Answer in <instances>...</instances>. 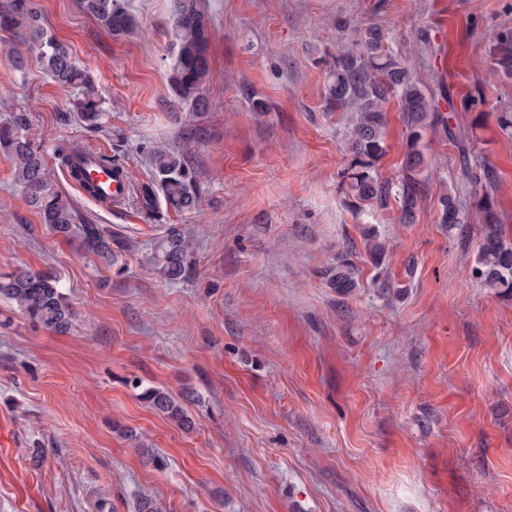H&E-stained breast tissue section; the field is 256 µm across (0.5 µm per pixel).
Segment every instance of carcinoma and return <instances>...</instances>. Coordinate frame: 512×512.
I'll use <instances>...</instances> for the list:
<instances>
[{
    "instance_id": "1",
    "label": "carcinoma",
    "mask_w": 512,
    "mask_h": 512,
    "mask_svg": "<svg viewBox=\"0 0 512 512\" xmlns=\"http://www.w3.org/2000/svg\"><path fill=\"white\" fill-rule=\"evenodd\" d=\"M83 9L117 38L131 37L141 25L128 0H82ZM213 17L209 0H173L171 25L175 43L167 70L171 95L189 106L184 121L207 109L203 84L210 70V43ZM25 28L38 50V57L47 77L56 85L75 92L73 111L86 127L103 128L104 99L90 70L79 67L68 48L49 34L41 23L35 0H5L0 5V30ZM495 69L512 78V30L495 34L490 45ZM399 97L401 112L407 126L404 173L394 182L379 173L378 163L386 154V104ZM327 105L350 114L345 144L350 154L345 177L354 201L388 206L390 197L399 202L400 221L411 224L422 201L418 173L425 156L420 149L422 132L428 119L438 112L433 97L426 95L422 79L416 77L404 61L388 46L386 29L369 24L358 30L352 46L336 54L330 66V82L326 89ZM193 145L187 141L182 148L154 147L147 154V181L137 188L138 208L148 215L159 213L161 206L176 212H198L201 208L196 175L190 158ZM0 152L14 161L17 183L23 188L28 203L38 212L49 231L64 240H77L84 250L101 263L115 266L119 252L124 250L104 224H79L73 200L53 189L47 175V161L41 146L29 136L28 125L20 116L0 120ZM89 150L74 144H59L56 159L62 169L70 171L83 190L93 196V186L85 181L76 162ZM484 234L477 258V274L484 284L502 293H512V248L504 244L498 228V217L490 195L481 200ZM440 223L453 231L465 223V215L451 196L440 200ZM193 238L171 226L157 237L147 257L162 280L176 284L192 275ZM355 269L345 259L325 270L331 287L340 294L355 287ZM0 297L12 301L33 324L53 332H68L75 318L69 299L59 288L57 276L51 271L33 272L18 268L0 275ZM139 398L153 411L184 431L194 427L184 397L160 387H143Z\"/></svg>"
}]
</instances>
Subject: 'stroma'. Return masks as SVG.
<instances>
[{"mask_svg": "<svg viewBox=\"0 0 512 512\" xmlns=\"http://www.w3.org/2000/svg\"><path fill=\"white\" fill-rule=\"evenodd\" d=\"M35 2L96 76L106 129L75 119L72 92L44 77L36 52L15 67L18 37L3 31L0 89L12 97L0 119L24 115L53 188L131 249L115 269L52 235L0 154V274L54 271L78 312L58 335L0 299V416L13 429L0 512H134L143 495L166 512H512V296L473 273L487 184L512 246V78L488 41L512 29V0H210L209 106L189 126L167 84L172 0H131L145 32L121 40L80 0ZM369 23L389 30L428 95L451 97L447 126L423 132L412 224L396 202H353L346 115L326 102L332 56ZM476 92L481 110L465 111ZM386 116L379 170L393 178L407 137L397 99ZM187 138L199 217L95 202L52 158L62 142L104 151L138 185L153 146ZM448 194L469 216L451 233ZM171 226L196 239L194 273L176 284L145 259ZM371 232L391 246L380 265ZM340 257L356 270L345 295L324 277ZM134 379L191 393L193 430L151 410Z\"/></svg>", "mask_w": 512, "mask_h": 512, "instance_id": "35a3bbf8", "label": "stroma"}]
</instances>
